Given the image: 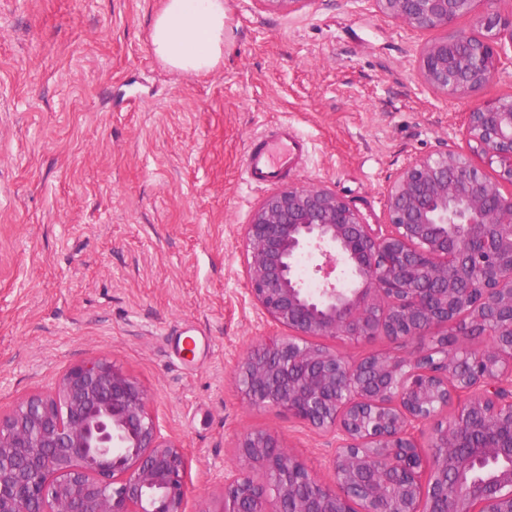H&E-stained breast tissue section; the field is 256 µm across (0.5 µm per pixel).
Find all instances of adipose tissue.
Returning a JSON list of instances; mask_svg holds the SVG:
<instances>
[{
    "mask_svg": "<svg viewBox=\"0 0 512 512\" xmlns=\"http://www.w3.org/2000/svg\"><path fill=\"white\" fill-rule=\"evenodd\" d=\"M150 46L175 70H210L224 52V0H166L152 24Z\"/></svg>",
    "mask_w": 512,
    "mask_h": 512,
    "instance_id": "obj_1",
    "label": "adipose tissue"
}]
</instances>
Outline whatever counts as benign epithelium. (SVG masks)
I'll return each mask as SVG.
<instances>
[{"label": "benign epithelium", "instance_id": "obj_1", "mask_svg": "<svg viewBox=\"0 0 512 512\" xmlns=\"http://www.w3.org/2000/svg\"><path fill=\"white\" fill-rule=\"evenodd\" d=\"M375 3L421 30L476 19L481 35H446L420 56L424 83L450 99L476 97L512 48V14L478 10L489 0ZM463 135L467 150L401 171L386 224L365 223L324 186L277 190L253 211L249 293L288 334L252 346L236 376L252 405L333 436L335 483L276 434L248 431L220 512H512V98L474 103ZM377 336L399 350L353 360L336 348ZM471 336L488 337L476 357ZM462 395L453 423L426 433ZM485 458L508 467L470 479ZM187 468L143 387L110 361L71 366L53 391L0 414V512H184Z\"/></svg>", "mask_w": 512, "mask_h": 512}]
</instances>
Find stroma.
<instances>
[{"instance_id":"35a3bbf8","label":"stroma","mask_w":512,"mask_h":512,"mask_svg":"<svg viewBox=\"0 0 512 512\" xmlns=\"http://www.w3.org/2000/svg\"><path fill=\"white\" fill-rule=\"evenodd\" d=\"M165 0H0V412L98 358L137 379L188 458L185 512H220L247 431L324 483L336 442L251 405L234 373L283 335L248 292L244 224L266 196L242 165L288 123L311 142L293 185L366 223L415 158L466 147L471 103L427 87L439 38L374 0H224V53L183 73L149 48Z\"/></svg>"}]
</instances>
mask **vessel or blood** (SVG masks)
I'll use <instances>...</instances> for the list:
<instances>
[{"label": "vessel or blood", "instance_id": "obj_1", "mask_svg": "<svg viewBox=\"0 0 512 512\" xmlns=\"http://www.w3.org/2000/svg\"><path fill=\"white\" fill-rule=\"evenodd\" d=\"M310 142L294 127L279 124L254 135L243 164V179L252 187H262L288 174L304 162Z\"/></svg>", "mask_w": 512, "mask_h": 512}]
</instances>
